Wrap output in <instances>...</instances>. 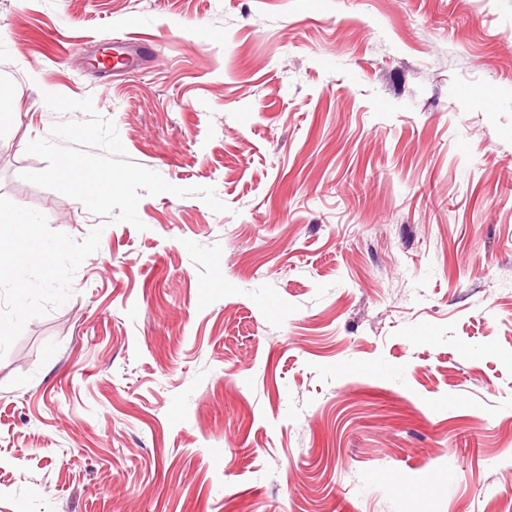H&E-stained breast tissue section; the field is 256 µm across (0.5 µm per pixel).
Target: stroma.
<instances>
[{
	"label": "stroma",
	"instance_id": "1",
	"mask_svg": "<svg viewBox=\"0 0 512 512\" xmlns=\"http://www.w3.org/2000/svg\"><path fill=\"white\" fill-rule=\"evenodd\" d=\"M48 93L228 212L23 180ZM1 212L0 512H512V0H0ZM0 224V230H2L6 226H11L13 224H23L29 230L27 243L32 250L41 254L42 256L52 252L53 247L48 246L46 243H42L41 241L37 240L35 234L33 233L34 228L38 224V220L35 216L29 214H15L10 217H3L1 215Z\"/></svg>",
	"mask_w": 512,
	"mask_h": 512
}]
</instances>
